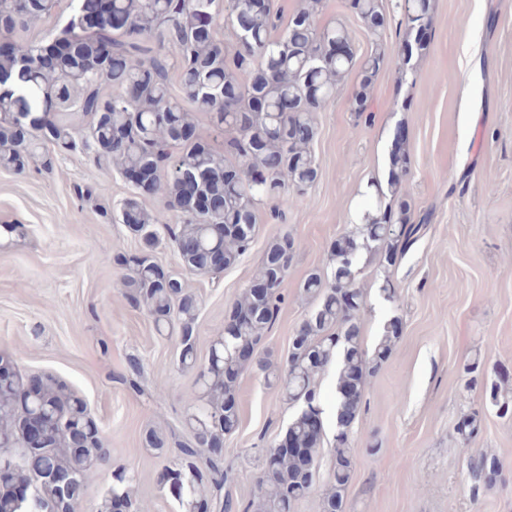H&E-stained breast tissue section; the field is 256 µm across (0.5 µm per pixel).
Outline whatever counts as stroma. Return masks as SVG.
Here are the masks:
<instances>
[{
    "label": "stroma",
    "instance_id": "stroma-1",
    "mask_svg": "<svg viewBox=\"0 0 512 512\" xmlns=\"http://www.w3.org/2000/svg\"><path fill=\"white\" fill-rule=\"evenodd\" d=\"M320 24L348 30L356 56L370 49L346 0H324ZM431 41L416 82L397 66L370 90V119L356 120L350 73L316 114L312 142L316 183L283 218L259 211L258 235L246 255L219 276L185 273L200 300L197 352L206 357L224 330L228 306L252 283L268 241L290 234L299 248L285 299L262 350L286 357L291 338L314 302L302 284L326 267L331 242L361 222L385 182L396 129H403L414 215L430 213L421 240L391 270L396 302L379 292L382 274L365 264L362 344L372 349L386 321L403 325L391 357L365 388L352 427L361 450L346 489L347 512H512V418L487 406L486 382L512 384V0H433ZM91 196L79 197L77 186ZM126 181L81 152L58 153L52 171L32 165L0 169V351L15 354L23 376L52 373L86 401L110 454L95 469L80 512H94L113 472L134 474L150 512H178L156 474L178 461V450L142 445L150 427L170 437L187 433L186 393L193 375L179 370L175 337L161 336L122 285L117 255L141 243L117 216ZM19 224L23 235L7 233ZM142 371L138 388L123 380L129 359ZM478 362V383L466 387L464 368ZM241 423L224 440V462L236 473L234 500L256 495L253 473L263 448L283 432L297 408L269 387L256 368L237 384ZM479 412L481 431L469 444L455 432ZM495 454L502 474L472 499L469 455Z\"/></svg>",
    "mask_w": 512,
    "mask_h": 512
}]
</instances>
